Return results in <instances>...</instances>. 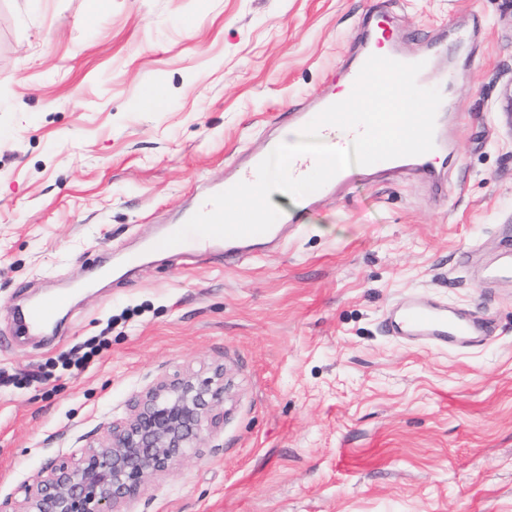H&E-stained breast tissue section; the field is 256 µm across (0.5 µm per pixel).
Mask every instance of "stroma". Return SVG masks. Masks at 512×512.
<instances>
[{
	"label": "stroma",
	"instance_id": "1",
	"mask_svg": "<svg viewBox=\"0 0 512 512\" xmlns=\"http://www.w3.org/2000/svg\"><path fill=\"white\" fill-rule=\"evenodd\" d=\"M372 16L444 83V189L357 165L332 196L272 193L300 215L282 245L160 253L78 292L61 334L17 338L24 299L138 249L315 111ZM510 83L512 0H0V497L159 379L220 366L219 424L132 512H512V280L473 274L512 240ZM408 295L471 310L490 341L393 338Z\"/></svg>",
	"mask_w": 512,
	"mask_h": 512
}]
</instances>
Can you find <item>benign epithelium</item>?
<instances>
[{"label":"benign epithelium","instance_id":"1","mask_svg":"<svg viewBox=\"0 0 512 512\" xmlns=\"http://www.w3.org/2000/svg\"><path fill=\"white\" fill-rule=\"evenodd\" d=\"M224 403V369L177 374L156 383L98 445L50 461L24 499H0V512H126L154 476L196 447L213 408Z\"/></svg>","mask_w":512,"mask_h":512}]
</instances>
